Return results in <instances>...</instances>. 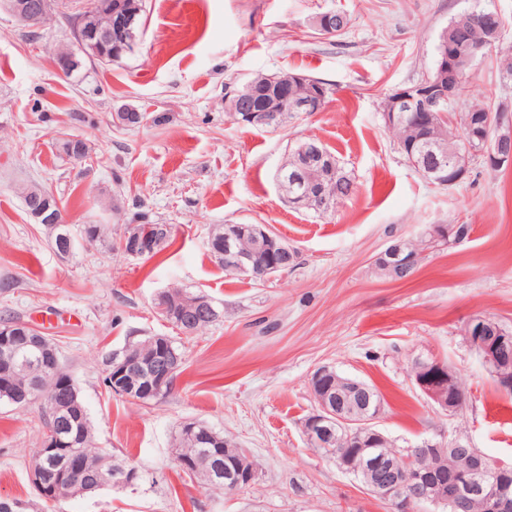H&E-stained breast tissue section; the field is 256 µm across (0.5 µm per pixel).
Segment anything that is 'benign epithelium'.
Masks as SVG:
<instances>
[{
    "instance_id": "obj_1",
    "label": "benign epithelium",
    "mask_w": 512,
    "mask_h": 512,
    "mask_svg": "<svg viewBox=\"0 0 512 512\" xmlns=\"http://www.w3.org/2000/svg\"><path fill=\"white\" fill-rule=\"evenodd\" d=\"M5 5L22 23L31 30L42 29L54 8V0H41L33 8L24 0H5ZM121 5L112 0H96L83 13L77 24V34L81 46H87L98 58L108 60L118 54H127L133 48V42L127 40V32L134 21L131 14L116 16ZM480 54V48L467 44L458 38L450 40L437 49L436 62L432 73L420 82L401 88L387 99L383 111L385 126L392 127L405 121V113H421L425 120H447L451 115L446 106L457 99L458 83L463 67L472 64ZM304 81L301 76H283L275 78L281 99L291 98V108L295 112H314L317 102L321 100V88L311 84L305 95L293 93L294 86ZM225 104L234 111L243 113L245 122L260 128L269 129L275 125L279 113L256 106L242 98L237 91H228ZM481 144L480 154L494 163L512 161V125L499 124L494 134L477 131L473 133ZM304 158L315 156L323 161V166L336 172L333 158L325 157L320 143L308 141L299 149ZM432 158L425 164L412 162L414 168L429 182L442 186L459 183L468 174V156L447 159L446 154L431 151ZM278 186L289 203L304 208H315L324 213L336 207V198L325 194L316 187L313 177H308L300 188L288 184V172L278 171ZM53 210L48 224L64 222L63 210L57 198L49 193L42 194V206L31 210L36 221L43 220L48 210ZM151 235H139L129 241H122V249L133 257H143L148 253L146 244ZM378 263L392 272H406L411 269L417 256L408 250L404 241L390 244L377 256ZM224 266L234 273L251 278L269 279L272 273L284 269V266L272 264L268 267L259 263L252 249H240L231 236L224 240ZM466 340L479 354L484 365L496 378L497 385L503 391H512V333L489 317L473 319L466 327ZM22 338L28 344L39 343L35 336V327L26 324L20 330L13 323L0 325V346L9 349L12 342ZM179 363V357L167 354L159 357L149 368L148 375L138 373L141 362L136 354L129 353L122 359H113L111 366L112 390L124 397L141 401L154 396L165 381L173 374ZM420 373L414 376L415 384L442 411L454 414L466 402V393L454 384L451 369L434 359H419ZM355 390L361 393V409L355 414L345 407L343 400L336 401L326 396L316 398L317 408L304 423V432L312 444L322 445L334 435V430L356 429L366 435L365 439L355 441L347 437L346 448L336 454V466L342 471L355 474L360 470L369 471L373 477V488L377 495L388 501L399 512H411L413 507L430 505L435 512H465L472 497L480 498L484 512H512V465L501 460L491 459L474 448L461 444L455 439L425 443L428 452H443L453 449L459 456L461 479L451 487L433 482L418 467L419 454L409 453L404 457V464L396 469L383 466L384 457L377 456L378 443L385 440V435L377 428L381 415V405L374 402L365 387L353 383ZM45 435L41 438L37 450L36 462L29 468V480L41 496L56 494L41 461L57 458L67 447L61 433L68 430L66 420L59 415V404L55 403L43 417ZM66 480L70 487L84 491L88 483L85 469L81 462H70L65 467ZM256 472L251 465V458L240 457L231 467L224 471V486L232 493H237L253 484Z\"/></svg>"
}]
</instances>
